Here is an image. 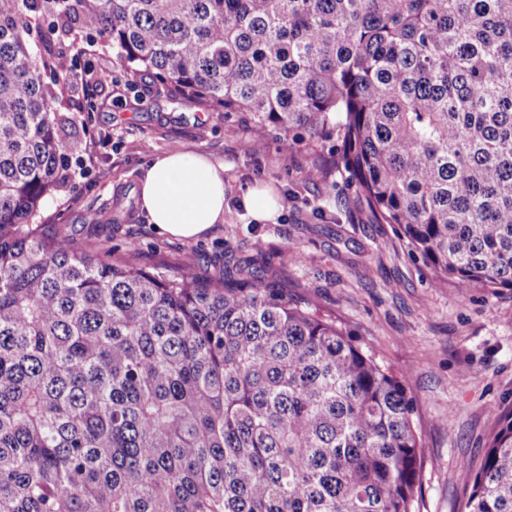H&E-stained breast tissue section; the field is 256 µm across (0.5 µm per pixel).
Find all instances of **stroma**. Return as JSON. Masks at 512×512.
<instances>
[{"mask_svg":"<svg viewBox=\"0 0 512 512\" xmlns=\"http://www.w3.org/2000/svg\"><path fill=\"white\" fill-rule=\"evenodd\" d=\"M97 65L103 104L76 115L89 173L49 202L50 232L76 250L144 269L173 270L190 254L203 276L237 267L314 302L403 374L425 458L420 512H463L462 466L479 467L512 406V291L434 287L431 270L407 255L392 226L371 221L364 198L331 163L332 142H287L247 113L172 100L147 78L116 100L119 64L106 53ZM255 140L262 153L252 152ZM176 146L224 166V221L195 240L161 233L138 202L150 160ZM313 167L321 171L315 182L306 178ZM257 185L295 196L293 207L257 223L243 205Z\"/></svg>","mask_w":512,"mask_h":512,"instance_id":"stroma-1","label":"stroma"}]
</instances>
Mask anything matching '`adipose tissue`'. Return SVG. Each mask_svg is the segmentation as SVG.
<instances>
[{"label":"adipose tissue","mask_w":512,"mask_h":512,"mask_svg":"<svg viewBox=\"0 0 512 512\" xmlns=\"http://www.w3.org/2000/svg\"><path fill=\"white\" fill-rule=\"evenodd\" d=\"M139 193L148 223L177 239L199 238L224 220V167L199 153L174 149L156 157Z\"/></svg>","instance_id":"obj_1"}]
</instances>
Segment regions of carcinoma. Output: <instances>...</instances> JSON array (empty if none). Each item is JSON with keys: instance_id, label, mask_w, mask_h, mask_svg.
<instances>
[{"instance_id": "carcinoma-1", "label": "carcinoma", "mask_w": 512, "mask_h": 512, "mask_svg": "<svg viewBox=\"0 0 512 512\" xmlns=\"http://www.w3.org/2000/svg\"><path fill=\"white\" fill-rule=\"evenodd\" d=\"M131 88L336 137L378 224L512 290V0H0V512H416L404 375L306 301L44 232L78 44ZM466 512H512V409Z\"/></svg>"}]
</instances>
